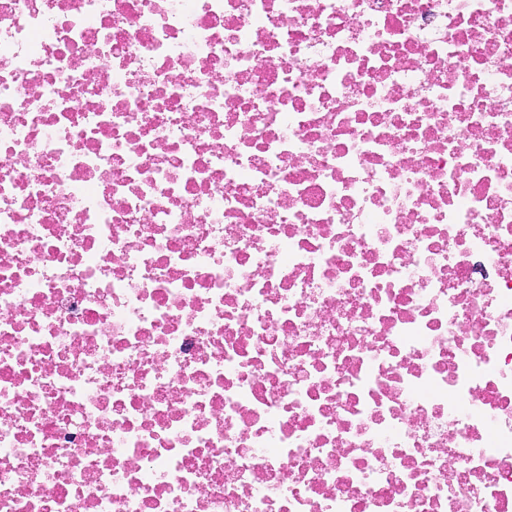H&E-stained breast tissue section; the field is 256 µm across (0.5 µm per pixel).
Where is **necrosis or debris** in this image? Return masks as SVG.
Instances as JSON below:
<instances>
[{
  "label": "necrosis or debris",
  "mask_w": 512,
  "mask_h": 512,
  "mask_svg": "<svg viewBox=\"0 0 512 512\" xmlns=\"http://www.w3.org/2000/svg\"><path fill=\"white\" fill-rule=\"evenodd\" d=\"M0 512H512V0H0Z\"/></svg>",
  "instance_id": "necrosis-or-debris-1"
}]
</instances>
